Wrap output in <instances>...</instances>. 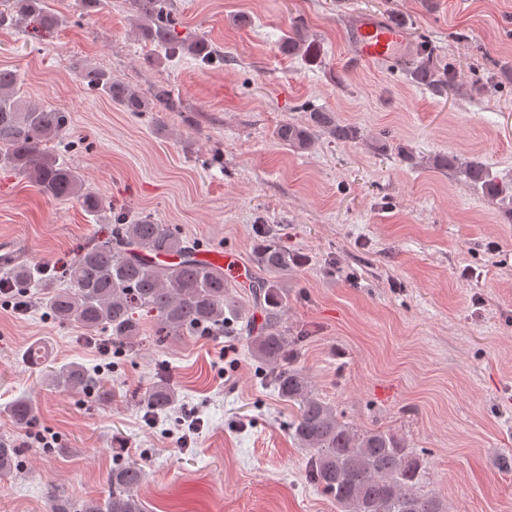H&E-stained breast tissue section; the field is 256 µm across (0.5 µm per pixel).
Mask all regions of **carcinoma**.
<instances>
[{
  "instance_id": "1",
  "label": "carcinoma",
  "mask_w": 512,
  "mask_h": 512,
  "mask_svg": "<svg viewBox=\"0 0 512 512\" xmlns=\"http://www.w3.org/2000/svg\"><path fill=\"white\" fill-rule=\"evenodd\" d=\"M129 3L146 18L141 35L155 50L168 57L189 54L204 65L224 62V55L203 38L178 40L176 18L167 0ZM20 17H32L45 28L63 22L45 0H0V27L11 26ZM280 51L308 63L318 57L315 43L298 31L281 40ZM410 75L436 92L455 81L453 72L440 71L428 56L413 63ZM81 78L88 91L109 98L133 116L158 112L171 101L166 86H157L146 96L97 67L82 68ZM20 86L17 72L0 69V167L29 179L47 196L75 198L86 213L100 215L102 199L83 187L79 172L46 150L47 142L69 129V113L31 102ZM320 135L347 142L357 138V129L338 122L331 112L313 110L305 122H286L276 131L282 144L299 150L309 148ZM428 163L435 169L459 171L465 183L489 199L508 193V187L480 161L462 163L454 155L437 154ZM112 224L109 237L81 249L65 266L66 286H58L39 263L19 260L3 271L7 289L16 296L38 291L51 317L90 333L110 331L118 344L136 339L146 317L154 320L160 338L221 330L248 334L254 357L269 372L278 397L298 405L288 431L311 453L309 479L336 501L341 512H447L440 498L418 492L425 467L414 449L383 431H358L340 421L336 409L314 392L307 374L290 361L289 340L282 329L286 311L282 279L301 263L300 256L275 237L261 239L253 261L268 277L253 281L251 304L244 307L233 299L224 270L198 260L200 243L185 240L179 227L148 216L131 219L123 212L112 216ZM170 256L175 260L165 261ZM255 308L262 313L258 327ZM52 380L77 392L98 384L95 374L78 363L55 372ZM176 400L175 389L165 383L153 385L143 396L151 417L166 413ZM9 410L19 425L26 424L33 412L23 400L13 402ZM18 453L19 449L0 441V473L12 470ZM143 476L136 464L119 465L108 476L112 491L107 498L74 504L53 496L49 512H146L138 495Z\"/></svg>"
}]
</instances>
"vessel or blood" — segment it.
Returning <instances> with one entry per match:
<instances>
[{
  "mask_svg": "<svg viewBox=\"0 0 512 512\" xmlns=\"http://www.w3.org/2000/svg\"><path fill=\"white\" fill-rule=\"evenodd\" d=\"M349 57L358 65L400 62L418 52L417 44L400 25L372 13H358L348 20Z\"/></svg>",
  "mask_w": 512,
  "mask_h": 512,
  "instance_id": "b4317fda",
  "label": "vessel or blood"
}]
</instances>
